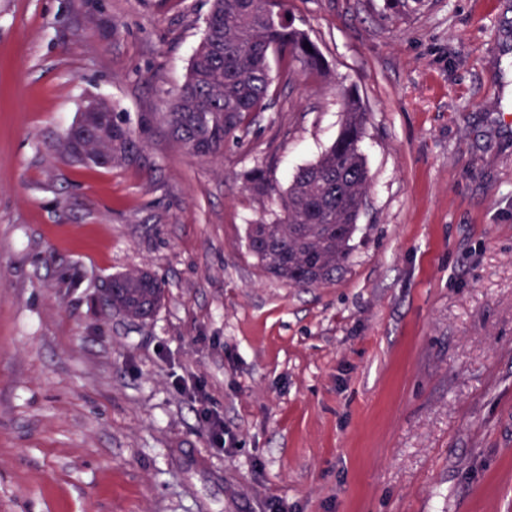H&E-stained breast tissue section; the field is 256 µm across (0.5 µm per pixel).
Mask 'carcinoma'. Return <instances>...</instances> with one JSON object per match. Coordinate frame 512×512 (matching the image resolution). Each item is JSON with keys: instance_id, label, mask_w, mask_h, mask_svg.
<instances>
[{"instance_id": "carcinoma-1", "label": "carcinoma", "mask_w": 512, "mask_h": 512, "mask_svg": "<svg viewBox=\"0 0 512 512\" xmlns=\"http://www.w3.org/2000/svg\"><path fill=\"white\" fill-rule=\"evenodd\" d=\"M287 0H212L200 45L184 83L163 113V124L183 150L215 158L252 116L273 97L270 55L276 53L289 70L298 63L316 77L327 64L315 43L288 19ZM103 111L79 113L74 141H63L64 156L86 169L150 171L149 136L156 114L143 112L137 121L102 100ZM344 118L336 141L314 162L300 168L279 194L280 213L247 228L248 251L276 279L295 288L331 283L351 264L353 235L369 191L370 177L360 149L365 109L350 90L341 92ZM257 196L275 192L264 168L247 177ZM164 288L146 270L112 276L107 305L132 319H147L161 306Z\"/></svg>"}]
</instances>
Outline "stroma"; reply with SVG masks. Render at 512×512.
<instances>
[{"label": "stroma", "instance_id": "obj_1", "mask_svg": "<svg viewBox=\"0 0 512 512\" xmlns=\"http://www.w3.org/2000/svg\"><path fill=\"white\" fill-rule=\"evenodd\" d=\"M211 0H0V512H512V0H290L335 86L277 95L222 156L76 167L86 101L161 113ZM366 111L370 189L319 288L246 245ZM162 281L156 314L104 303ZM230 435L216 446L200 412ZM164 288L157 277L146 270L112 276V291L106 293L107 305L132 319H147L161 306Z\"/></svg>", "mask_w": 512, "mask_h": 512}]
</instances>
